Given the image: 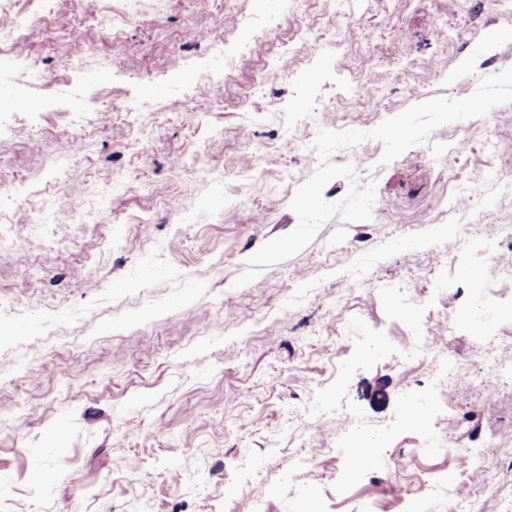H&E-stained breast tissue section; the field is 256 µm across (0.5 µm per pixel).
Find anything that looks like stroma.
Instances as JSON below:
<instances>
[{
  "instance_id": "stroma-1",
  "label": "stroma",
  "mask_w": 512,
  "mask_h": 512,
  "mask_svg": "<svg viewBox=\"0 0 512 512\" xmlns=\"http://www.w3.org/2000/svg\"><path fill=\"white\" fill-rule=\"evenodd\" d=\"M15 18L34 27L0 89L42 108L0 112V190L27 200L0 218V512H297L305 493L408 512L465 467L414 455L435 430L499 444L481 512H512V315L482 303L512 308V274L478 248L512 224V104L385 165L373 140L334 153L364 157L371 219L332 217L234 285L297 227L318 130L367 131L512 67V0H0ZM415 304L475 387L405 361ZM361 431L379 463L337 492Z\"/></svg>"
}]
</instances>
